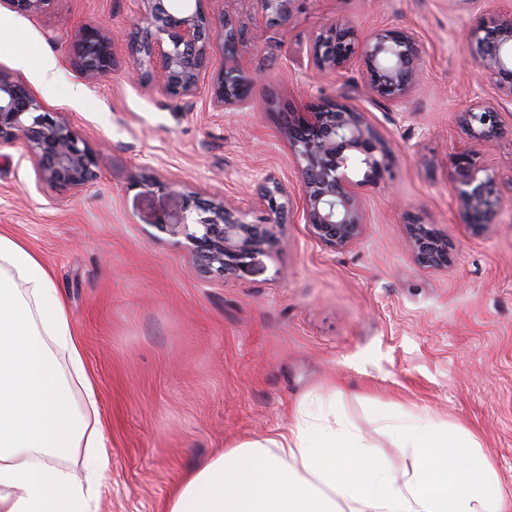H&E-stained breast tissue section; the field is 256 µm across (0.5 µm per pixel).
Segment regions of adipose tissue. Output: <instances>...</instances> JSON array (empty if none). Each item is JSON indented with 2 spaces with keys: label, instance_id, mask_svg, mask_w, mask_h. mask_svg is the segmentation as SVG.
I'll list each match as a JSON object with an SVG mask.
<instances>
[{
  "label": "adipose tissue",
  "instance_id": "obj_1",
  "mask_svg": "<svg viewBox=\"0 0 512 512\" xmlns=\"http://www.w3.org/2000/svg\"><path fill=\"white\" fill-rule=\"evenodd\" d=\"M97 384L64 297L42 259L0 232V512H90L85 486L110 470L109 437L91 425ZM384 430L405 459L377 460L335 408L300 409L287 431L200 462L168 512H512L473 439L415 414ZM85 448L82 474L56 464Z\"/></svg>",
  "mask_w": 512,
  "mask_h": 512
}]
</instances>
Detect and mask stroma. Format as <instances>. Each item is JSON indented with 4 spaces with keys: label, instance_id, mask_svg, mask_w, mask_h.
Returning a JSON list of instances; mask_svg holds the SVG:
<instances>
[{
    "label": "stroma",
    "instance_id": "stroma-1",
    "mask_svg": "<svg viewBox=\"0 0 512 512\" xmlns=\"http://www.w3.org/2000/svg\"><path fill=\"white\" fill-rule=\"evenodd\" d=\"M205 7L244 29L232 61L242 77L268 75L236 109H214L206 78L182 100L126 78L139 0H52L38 19L0 7V69L99 155L98 180L75 192L38 183L19 149L0 148V231L52 270L97 379L111 469L92 493L94 512H167L190 468L287 430L302 403L335 404L395 469L404 461L382 418L415 413L459 430L512 489V199L480 233L450 189V159L464 147L496 172L500 191L512 186V106L490 138L459 122L474 96L499 97L477 80L466 32L512 11V0H295L277 26L260 0ZM99 23L116 37L118 67L90 84L71 62L72 41ZM334 24L362 37L381 27L415 34L424 77L401 111L370 99L360 62L337 77L314 69L310 44ZM322 97L365 108L394 152L391 173L362 197L361 237L330 250L294 210L235 274L201 272L190 243L157 217L176 219L217 191L249 221L266 220L255 192L264 177L300 203L280 126L284 112ZM155 176L175 189H158ZM413 224L447 237V266L417 261Z\"/></svg>",
    "mask_w": 512,
    "mask_h": 512
}]
</instances>
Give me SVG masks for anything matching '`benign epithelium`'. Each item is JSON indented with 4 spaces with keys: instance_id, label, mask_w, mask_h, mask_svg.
<instances>
[{
    "instance_id": "obj_1",
    "label": "benign epithelium",
    "mask_w": 512,
    "mask_h": 512,
    "mask_svg": "<svg viewBox=\"0 0 512 512\" xmlns=\"http://www.w3.org/2000/svg\"><path fill=\"white\" fill-rule=\"evenodd\" d=\"M11 11L28 17L43 15L52 0H0ZM137 36L131 42L132 73L143 84H155L172 99L194 96L210 69L213 17L203 0H140ZM269 21L289 18L294 0H261ZM224 48L234 49L240 31L229 19L221 25ZM470 55L478 68L501 92L490 102L476 95L462 115L475 138L498 133L501 110L512 103V12H499L467 33ZM73 63L89 82L109 75L116 67L112 29L103 25L81 28L72 45ZM311 61L324 73H337L353 60L362 61L363 81L369 93L398 106L424 73L421 49L414 34L393 28L375 31L364 41L346 26L319 33L311 46ZM210 98L219 110L238 107L244 88L237 69L230 67L213 78ZM301 175V219L325 247L345 248L361 236L362 191L383 180L394 156L377 136L364 109L338 100L319 98L288 113L281 125ZM22 150L33 164L37 180L50 187L77 191L98 177V156L85 139L58 112L48 109L21 80L0 71V146ZM451 190L466 223L482 229L493 223L501 206L495 179L463 150L451 159ZM363 171L353 180L349 171ZM260 195L268 201L273 219L252 224L248 213L220 193L209 203L194 204L197 217L187 215L172 224L166 217L157 224L183 235L193 246L192 257L206 272L229 275L249 255L270 243L273 226L284 220L290 198L276 181L265 179ZM410 245L427 266L448 265V238L423 235L410 226Z\"/></svg>"
}]
</instances>
